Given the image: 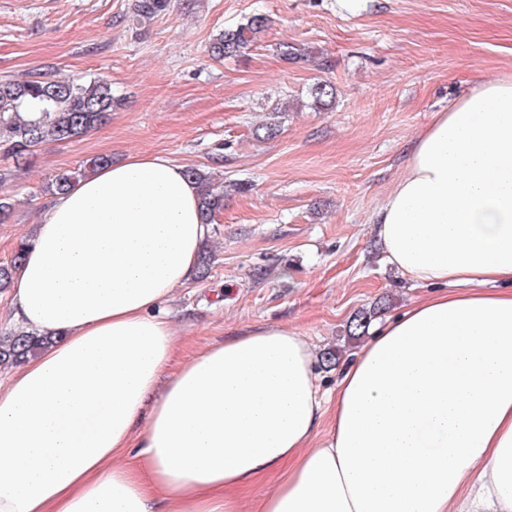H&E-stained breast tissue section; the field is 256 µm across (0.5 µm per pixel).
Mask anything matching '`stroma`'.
I'll return each mask as SVG.
<instances>
[{"instance_id":"1","label":"stroma","mask_w":512,"mask_h":512,"mask_svg":"<svg viewBox=\"0 0 512 512\" xmlns=\"http://www.w3.org/2000/svg\"><path fill=\"white\" fill-rule=\"evenodd\" d=\"M136 3L0 0V80L102 75L121 100L101 128L40 144L0 184L13 205L0 263L39 222L58 172L162 154L224 185L211 270L165 305L175 365L270 323L348 361L363 344L346 334L355 313L383 298L394 314L425 293L389 263L372 216L432 114L512 73V0H169L149 17ZM255 14L268 28L242 56H209L214 36ZM286 44L299 59L282 57ZM323 81L336 98L317 110Z\"/></svg>"}]
</instances>
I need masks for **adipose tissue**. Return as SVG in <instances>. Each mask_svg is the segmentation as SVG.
I'll return each mask as SVG.
<instances>
[{
    "instance_id": "obj_1",
    "label": "adipose tissue",
    "mask_w": 512,
    "mask_h": 512,
    "mask_svg": "<svg viewBox=\"0 0 512 512\" xmlns=\"http://www.w3.org/2000/svg\"><path fill=\"white\" fill-rule=\"evenodd\" d=\"M373 222L431 291L325 392L285 326L170 371L161 306L209 235L184 167L132 154L57 195L16 272L13 319L52 342L0 379V512H512V75L433 113ZM279 479L280 475L278 473H270L249 486L243 494L247 509H251L257 500L269 493Z\"/></svg>"
}]
</instances>
